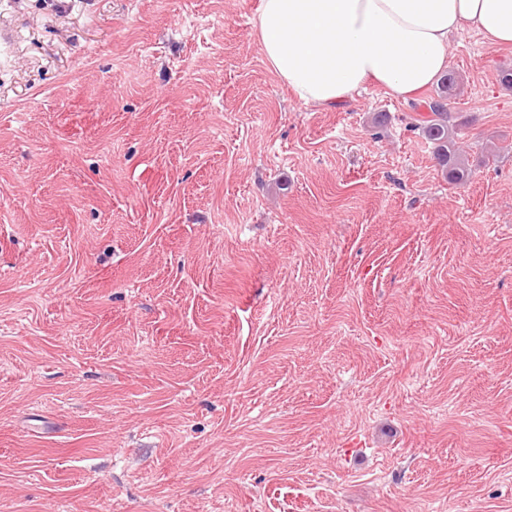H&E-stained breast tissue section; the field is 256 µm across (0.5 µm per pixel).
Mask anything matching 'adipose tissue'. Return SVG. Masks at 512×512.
<instances>
[{
  "label": "adipose tissue",
  "mask_w": 512,
  "mask_h": 512,
  "mask_svg": "<svg viewBox=\"0 0 512 512\" xmlns=\"http://www.w3.org/2000/svg\"><path fill=\"white\" fill-rule=\"evenodd\" d=\"M512 43V0H261L265 59L298 100L336 105L370 80L399 98L448 69L464 31Z\"/></svg>",
  "instance_id": "obj_1"
}]
</instances>
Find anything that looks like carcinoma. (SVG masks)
I'll use <instances>...</instances> for the list:
<instances>
[{
	"instance_id": "cac0c4a2",
	"label": "carcinoma",
	"mask_w": 512,
	"mask_h": 512,
	"mask_svg": "<svg viewBox=\"0 0 512 512\" xmlns=\"http://www.w3.org/2000/svg\"><path fill=\"white\" fill-rule=\"evenodd\" d=\"M456 77L449 73L442 77L437 97L429 102L428 116L418 121L414 128L420 131L428 141L435 145L439 166L453 184L464 183L468 176L463 152L456 147L457 125L450 122L447 100L456 88Z\"/></svg>"
}]
</instances>
